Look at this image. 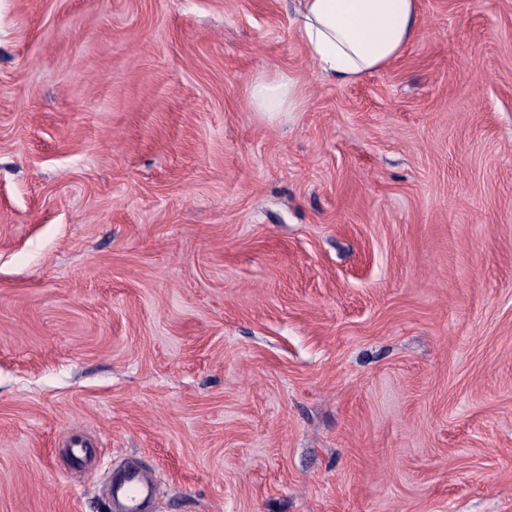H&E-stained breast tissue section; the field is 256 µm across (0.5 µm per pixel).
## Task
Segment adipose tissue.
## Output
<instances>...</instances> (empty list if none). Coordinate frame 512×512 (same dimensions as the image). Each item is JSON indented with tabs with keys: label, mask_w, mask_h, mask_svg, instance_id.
<instances>
[{
	"label": "adipose tissue",
	"mask_w": 512,
	"mask_h": 512,
	"mask_svg": "<svg viewBox=\"0 0 512 512\" xmlns=\"http://www.w3.org/2000/svg\"><path fill=\"white\" fill-rule=\"evenodd\" d=\"M300 39L321 75L350 83L379 71L418 32V0H298L294 19ZM298 86L265 73L248 90L249 109L274 117L296 111Z\"/></svg>",
	"instance_id": "ef3b65f1"
}]
</instances>
